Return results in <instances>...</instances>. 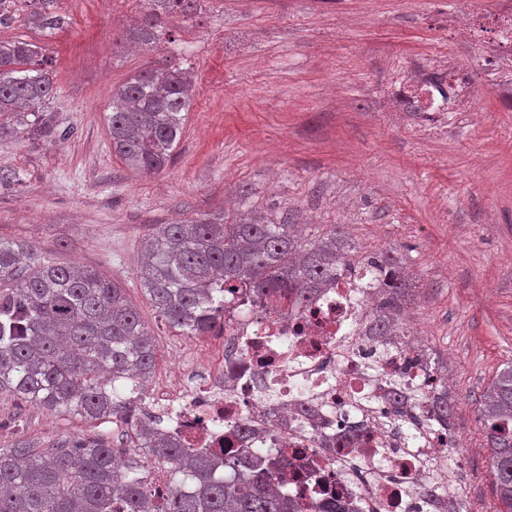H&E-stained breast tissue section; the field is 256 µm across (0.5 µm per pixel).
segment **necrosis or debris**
Segmentation results:
<instances>
[{"instance_id": "4bbe7bcc", "label": "necrosis or debris", "mask_w": 512, "mask_h": 512, "mask_svg": "<svg viewBox=\"0 0 512 512\" xmlns=\"http://www.w3.org/2000/svg\"><path fill=\"white\" fill-rule=\"evenodd\" d=\"M493 32L504 55L489 81L512 98V0ZM472 69L456 63L399 85L408 112L469 111ZM375 291L343 277L303 306L249 307L224 296V343L207 361L182 364L176 382L141 394L149 417L188 448L236 449L245 479L252 457H276L277 489L298 512L339 501L352 512H446L467 502L459 441L431 418L435 377L403 370L405 336L368 332Z\"/></svg>"}]
</instances>
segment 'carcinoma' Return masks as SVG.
Masks as SVG:
<instances>
[{
    "instance_id": "obj_1",
    "label": "carcinoma",
    "mask_w": 512,
    "mask_h": 512,
    "mask_svg": "<svg viewBox=\"0 0 512 512\" xmlns=\"http://www.w3.org/2000/svg\"><path fill=\"white\" fill-rule=\"evenodd\" d=\"M53 0H29L31 24L56 30L65 20ZM153 10L134 27L148 45L159 40V14L191 17L200 0H149ZM39 51L20 40H0V138L40 135L62 139L50 104L56 86ZM193 96L180 68L142 70L112 90L108 133L112 153L135 169L159 172L180 139ZM346 271L378 288L368 322L372 336H401L397 324L413 279L400 252L354 250L330 225L301 237L295 225L251 216L159 224L143 241L137 278L158 315L182 336H207L224 325V293L248 290L254 303L276 297L292 305ZM157 352L153 336L124 285L79 264H58L19 242L0 239V394L57 413L125 425L128 456L103 436L73 437L40 448L21 440L0 448V512H292L275 484L276 463H249L248 486L218 478L219 460L173 441L163 429L138 421L133 401L116 385L149 381ZM435 419L453 429L448 387L435 390ZM491 448L499 507L512 512V361L498 372L479 409ZM169 475L164 486L145 480L144 463Z\"/></svg>"
}]
</instances>
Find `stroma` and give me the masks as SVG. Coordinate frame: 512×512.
Masks as SVG:
<instances>
[{
	"label": "stroma",
	"mask_w": 512,
	"mask_h": 512,
	"mask_svg": "<svg viewBox=\"0 0 512 512\" xmlns=\"http://www.w3.org/2000/svg\"><path fill=\"white\" fill-rule=\"evenodd\" d=\"M482 2L487 18L470 38L458 0H202L195 17L167 15L165 38L146 46L125 35L148 0L128 11L53 0L65 41L21 19L0 29L40 47L57 75L51 109L69 131L0 141V167L26 174L0 189V238L122 281L156 338L155 386L224 334L179 335L147 300L136 268L156 225L261 214L311 234L344 225L365 255L398 247L424 346L448 365L461 477L484 512L497 498L478 409L512 361V105L478 81L476 111L434 121L394 95L438 42L480 69L500 7ZM164 66L189 69L195 95L166 168L146 174L112 152L110 100L130 75ZM122 431L0 395V448Z\"/></svg>",
	"instance_id": "obj_1"
}]
</instances>
